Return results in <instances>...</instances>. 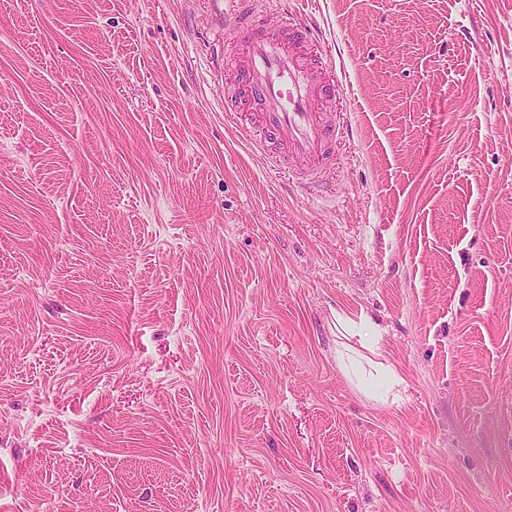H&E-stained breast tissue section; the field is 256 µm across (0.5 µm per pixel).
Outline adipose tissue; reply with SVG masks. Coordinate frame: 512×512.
Here are the masks:
<instances>
[{
	"instance_id": "obj_1",
	"label": "adipose tissue",
	"mask_w": 512,
	"mask_h": 512,
	"mask_svg": "<svg viewBox=\"0 0 512 512\" xmlns=\"http://www.w3.org/2000/svg\"><path fill=\"white\" fill-rule=\"evenodd\" d=\"M336 320L348 339L347 345L337 353L344 371L367 395L388 399L404 380L378 359L382 339L378 326L367 317L354 318L341 311L337 312Z\"/></svg>"
}]
</instances>
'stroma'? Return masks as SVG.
Listing matches in <instances>:
<instances>
[{"label": "stroma", "mask_w": 512, "mask_h": 512, "mask_svg": "<svg viewBox=\"0 0 512 512\" xmlns=\"http://www.w3.org/2000/svg\"><path fill=\"white\" fill-rule=\"evenodd\" d=\"M276 2L339 56L324 198L209 0H0V512H512V0ZM336 321L347 339L357 338V346L343 344L338 351L337 359L347 375L357 381L360 388L367 394L380 400H387L395 388L401 387V378L382 358L380 353L381 331L369 318L363 315L358 320L336 311ZM372 356H370L369 354Z\"/></svg>", "instance_id": "obj_1"}]
</instances>
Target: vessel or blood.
<instances>
[{"mask_svg":"<svg viewBox=\"0 0 512 512\" xmlns=\"http://www.w3.org/2000/svg\"><path fill=\"white\" fill-rule=\"evenodd\" d=\"M274 0H212L218 21H235L234 81L224 88L226 114L246 119L244 133L274 167L296 171L320 188L335 166L344 126L330 106L340 91L334 56L321 53L319 35L283 14L274 30L263 12Z\"/></svg>","mask_w":512,"mask_h":512,"instance_id":"obj_1","label":"vessel or blood"}]
</instances>
